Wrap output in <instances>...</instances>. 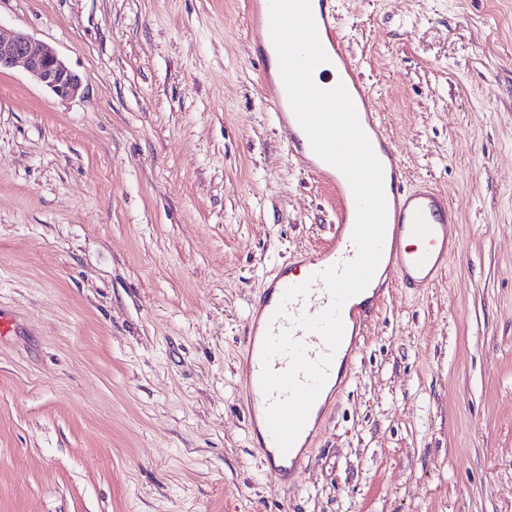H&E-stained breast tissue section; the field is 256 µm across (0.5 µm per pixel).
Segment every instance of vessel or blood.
<instances>
[{
  "label": "vessel or blood",
  "instance_id": "1",
  "mask_svg": "<svg viewBox=\"0 0 512 512\" xmlns=\"http://www.w3.org/2000/svg\"><path fill=\"white\" fill-rule=\"evenodd\" d=\"M320 10L314 21L320 43L328 56V63L338 73L357 112L359 121L367 123L378 142L383 170L391 176L390 191L386 195L387 219L379 279L370 281L368 297L353 296L341 309L344 333L333 359L334 367L328 368L327 379L333 384L335 393H342L347 386L346 374L355 364L354 348L362 324L372 309L377 306L387 284L406 288H427L446 270L449 256L456 250L454 221L448 200L429 184L423 183L412 190L400 184L401 167L397 152L380 127L371 110L373 91L359 73V63L345 47L340 35L331 0H318ZM248 27L261 63V87L265 98L272 106L278 125L286 135L289 153L296 158L307 174L320 179L336 197V228L327 243L320 249L304 254L292 263L276 268L271 280L263 290L262 301L256 309L251 332L247 338L243 362L247 371L245 388L248 392L246 409L250 422L265 418L268 399L262 392V346L267 332L291 330L294 337L303 342L310 360H319L326 352L320 335L296 326V319L303 314L315 316L328 309L332 296L323 281L316 275L333 266H343L352 261L357 250L352 241L356 222V203L351 186L333 165L320 158L312 149L310 141L300 126L289 103L281 74L271 72L270 56L275 51L270 35L269 0H249ZM314 276L315 281L308 295L285 305L282 317L274 312L284 291L303 283L305 276ZM262 446L269 465V478H277L280 461L297 463L305 448V441H296L288 452H281L273 436H266Z\"/></svg>",
  "mask_w": 512,
  "mask_h": 512
}]
</instances>
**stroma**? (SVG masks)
<instances>
[{"instance_id":"1","label":"stroma","mask_w":512,"mask_h":512,"mask_svg":"<svg viewBox=\"0 0 512 512\" xmlns=\"http://www.w3.org/2000/svg\"><path fill=\"white\" fill-rule=\"evenodd\" d=\"M246 0H0L62 99L0 73V512H512V0H335L403 164L455 215L277 483L249 311L335 201L259 83ZM20 63L34 80L58 97H73L80 90L79 77L51 47L33 46L24 33H16L8 39L0 36V73Z\"/></svg>"}]
</instances>
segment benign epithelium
<instances>
[{
    "label": "benign epithelium",
    "instance_id": "7a95c632",
    "mask_svg": "<svg viewBox=\"0 0 512 512\" xmlns=\"http://www.w3.org/2000/svg\"><path fill=\"white\" fill-rule=\"evenodd\" d=\"M23 64L28 73L56 96H75L81 87L79 77L49 46L36 47L24 33L8 39L0 37V71Z\"/></svg>",
    "mask_w": 512,
    "mask_h": 512
}]
</instances>
